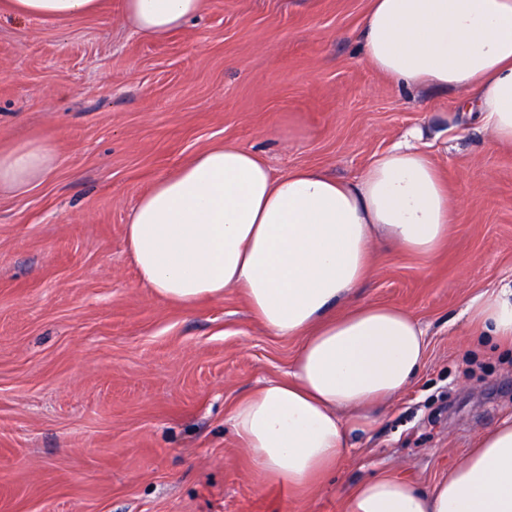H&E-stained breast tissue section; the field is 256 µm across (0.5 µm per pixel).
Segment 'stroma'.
Here are the masks:
<instances>
[{
  "label": "stroma",
  "mask_w": 512,
  "mask_h": 512,
  "mask_svg": "<svg viewBox=\"0 0 512 512\" xmlns=\"http://www.w3.org/2000/svg\"><path fill=\"white\" fill-rule=\"evenodd\" d=\"M368 6L205 0L161 40L120 0L70 23L0 14V144L58 153L40 185L0 195V512H344L358 481L431 486L512 418V351L464 344L466 300L512 281V145L471 116L436 156L446 243L430 258L377 246L353 298L415 317L424 365L313 490L263 481L226 422L300 338L268 333L233 288L161 299L129 258L138 198L211 145L353 180L409 127L443 129L459 93L380 76L359 50Z\"/></svg>",
  "instance_id": "stroma-1"
}]
</instances>
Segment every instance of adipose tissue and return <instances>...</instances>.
<instances>
[{"label":"adipose tissue","instance_id":"adipose-tissue-1","mask_svg":"<svg viewBox=\"0 0 512 512\" xmlns=\"http://www.w3.org/2000/svg\"><path fill=\"white\" fill-rule=\"evenodd\" d=\"M151 38L184 29L205 0H121ZM102 0H0L22 18L77 21ZM360 50L408 89H463L495 143L512 144V0H370ZM415 128L352 181L313 167L277 174L257 152L206 148L157 179L132 208L126 246L145 287L179 305L239 290L258 322L301 347L285 378L238 399L227 420L263 479L305 490L333 473L372 410L417 378L425 334L401 308L351 304L373 246L432 257L448 238L452 200ZM46 140L0 145V193L26 190L55 169ZM475 337L512 345V284L464 308ZM344 512H512V419L482 433L433 486L389 475L353 485Z\"/></svg>","mask_w":512,"mask_h":512}]
</instances>
